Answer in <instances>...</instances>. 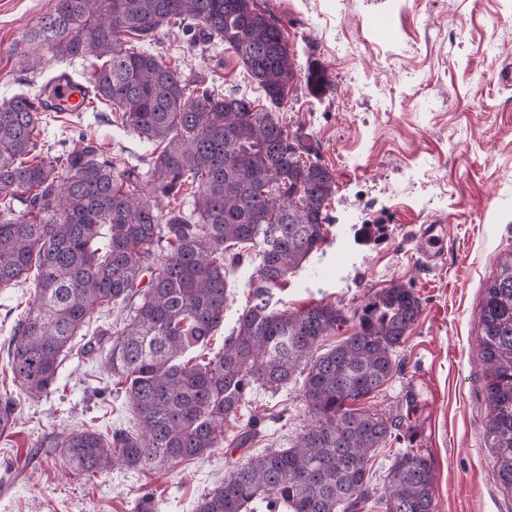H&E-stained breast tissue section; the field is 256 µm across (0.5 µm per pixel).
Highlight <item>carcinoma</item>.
I'll list each match as a JSON object with an SVG mask.
<instances>
[{"label":"carcinoma","mask_w":512,"mask_h":512,"mask_svg":"<svg viewBox=\"0 0 512 512\" xmlns=\"http://www.w3.org/2000/svg\"><path fill=\"white\" fill-rule=\"evenodd\" d=\"M172 25L224 42L266 104L236 89L217 94L207 73L187 79L147 49ZM124 35L144 48L122 47ZM44 43L61 61H99L86 77L85 108L115 109L151 147L145 171L116 172L85 137L44 157L42 134L58 108L27 93L0 101V288L36 270L34 301L9 340L16 387L31 401L51 391L91 316L128 309L122 327L100 335L112 336L105 362L124 380L138 427L61 431L48 442L55 456L86 477L115 464L172 470L218 447L224 422L254 387L279 389L298 375L312 423L289 448L230 462L196 512H254L259 503L266 512H356L372 498L382 512H433L432 465L409 448L375 494L369 462L393 424L356 408L397 369L395 353L421 313L413 288L394 283L372 294L352 333L326 351L323 338L349 322L342 309L273 303L325 240L336 193L318 144L278 113L298 72L278 21L256 0H54L28 37ZM306 84L322 93L326 70L307 66ZM189 188L185 210L157 203ZM239 244L259 259L258 284L224 347L191 365L186 353L224 324L228 270L252 256ZM479 322L486 440L499 483L512 491V255L485 287ZM20 405L0 393V432Z\"/></svg>","instance_id":"obj_1"}]
</instances>
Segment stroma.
Wrapping results in <instances>:
<instances>
[{"label":"stroma","mask_w":512,"mask_h":512,"mask_svg":"<svg viewBox=\"0 0 512 512\" xmlns=\"http://www.w3.org/2000/svg\"><path fill=\"white\" fill-rule=\"evenodd\" d=\"M282 24L300 65L319 62L329 86L313 96L297 78L280 114L317 142L336 174L326 240L277 290V305L300 310L332 303L353 315L368 295L411 286L420 317L396 352L393 378L366 403L393 424L392 439L371 459L383 486L398 449L421 451L435 475L434 512H512L497 484L483 434L490 410L483 393L479 312L482 283L498 256L512 251V0H258ZM47 0H0V99L38 95L43 77L22 64L26 34ZM185 76L207 71L212 89L250 91L241 65L211 39L190 43L182 28L152 46ZM98 142L124 164L148 148L124 132L119 113L56 112L43 133L48 147ZM447 226L436 265L424 262L414 232ZM254 272L229 269L224 325L206 347L216 353L245 305ZM34 279L0 288V389L12 387L7 344L14 317L32 304ZM63 361L56 384L37 402L22 401L0 435V512H195L242 453L238 435L256 428L247 451L287 448L310 421L300 380L254 388L224 424V442L173 470L121 465L94 478L75 475L44 453L41 441L75 426L102 434L134 430L121 382L100 353Z\"/></svg>","instance_id":"stroma-1"}]
</instances>
